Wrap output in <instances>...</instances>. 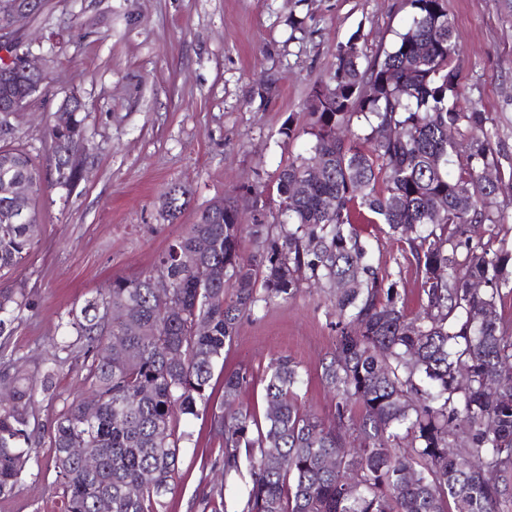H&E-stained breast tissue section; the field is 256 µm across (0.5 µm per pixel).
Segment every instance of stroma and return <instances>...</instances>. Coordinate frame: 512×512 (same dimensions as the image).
I'll use <instances>...</instances> for the list:
<instances>
[{
    "label": "stroma",
    "instance_id": "stroma-1",
    "mask_svg": "<svg viewBox=\"0 0 512 512\" xmlns=\"http://www.w3.org/2000/svg\"><path fill=\"white\" fill-rule=\"evenodd\" d=\"M458 31L463 100L485 112L503 171L494 197L505 217L495 231L512 246V0H445ZM411 16L407 0H45L42 11L9 35L49 80L12 120L15 140L47 164L53 143L46 128L70 94L85 104L87 152L71 190L46 188L37 199L38 232L29 258L0 273V289L23 292L7 349L33 379L47 368L55 341L72 342L71 311L105 292L113 279L154 273L171 240L196 214L219 199L264 203L265 221L278 213L277 175L313 138L306 103L326 82L337 43L358 35L364 60L390 50ZM300 130L284 140L285 125ZM191 192L175 223L161 216L171 184ZM374 262L397 283L410 313L424 295L414 264L383 224L363 225ZM330 291L304 281L289 300H276L245 317L224 366L211 380L220 402L225 373L252 379L236 404L264 416V371L278 357L298 363L302 401L335 426L336 400L321 380L339 329ZM82 359L60 366L52 393H36L29 411L39 440L30 473L0 512H63L56 492L51 426L66 403L84 395ZM176 485L165 512H203L222 443L209 413L180 419Z\"/></svg>",
    "mask_w": 512,
    "mask_h": 512
}]
</instances>
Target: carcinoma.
Instances as JSON below:
<instances>
[{
  "instance_id": "obj_1",
  "label": "carcinoma",
  "mask_w": 512,
  "mask_h": 512,
  "mask_svg": "<svg viewBox=\"0 0 512 512\" xmlns=\"http://www.w3.org/2000/svg\"><path fill=\"white\" fill-rule=\"evenodd\" d=\"M409 4L412 22L383 57L362 64L354 36L337 46L327 91H314L307 104L314 143L277 176L278 233L264 223L259 196L248 203L251 224L241 223L239 206L216 201L158 256L168 299L155 295L150 274L116 278L105 295L71 314L77 342L55 344L50 362L79 349L97 408L89 418L86 398H75L53 421L65 512H99L104 498L112 512H161L179 468L177 420L199 416L209 402L214 368L243 317L292 298L304 277L336 287L343 327L322 380L336 392L337 425L325 427L302 410L301 373L288 357L271 362L263 378L264 421L242 407L212 413L224 480L246 488L240 512H512V327L497 312L504 293L512 294V249L473 231L499 223L493 190L481 180L499 161L485 113L454 104L460 37L444 0ZM30 91L23 77L0 81V105ZM361 116L367 127L353 128ZM334 125L346 129L345 138L330 137ZM461 125L471 136L465 145L448 139ZM48 134L53 179L23 149L0 147V211L8 204L28 219L0 223L1 272L23 263L34 246L43 186L72 188L79 180L72 154L85 149L80 113H54ZM317 155L324 178L301 197L291 194ZM188 194L182 185L169 188L165 220L179 217ZM436 205L443 213L434 222ZM356 220L381 222L402 243L421 276V313H406L397 282L373 264V246ZM202 240L206 283L179 259ZM247 242L259 261L244 257ZM474 280L488 287L473 294ZM24 303V295L0 289V336L11 335ZM200 321L204 333L196 330ZM249 382L246 370L225 374L224 404ZM0 388L8 394L0 402L6 499L30 469L35 435L33 383L5 354ZM78 442L97 452V471L71 454ZM459 443L467 454L452 452ZM329 458L332 468L324 465Z\"/></svg>"
}]
</instances>
